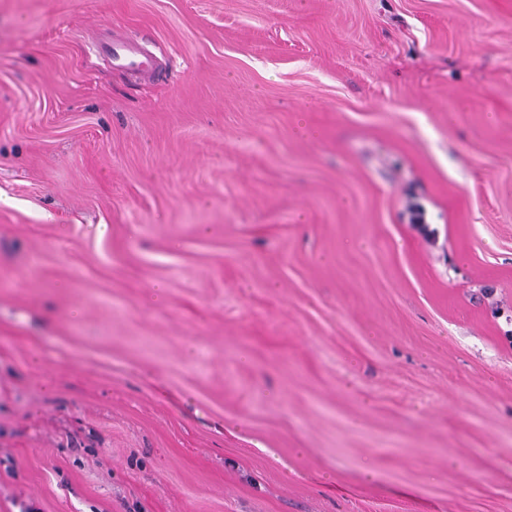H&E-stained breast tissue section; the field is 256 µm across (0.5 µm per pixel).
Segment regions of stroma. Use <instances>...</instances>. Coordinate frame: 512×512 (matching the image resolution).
I'll list each match as a JSON object with an SVG mask.
<instances>
[{
	"label": "stroma",
	"mask_w": 512,
	"mask_h": 512,
	"mask_svg": "<svg viewBox=\"0 0 512 512\" xmlns=\"http://www.w3.org/2000/svg\"><path fill=\"white\" fill-rule=\"evenodd\" d=\"M2 197L0 512H512V0H0ZM112 62L126 68L135 74H142L149 67V59L144 57L138 47L126 39H116L103 48Z\"/></svg>",
	"instance_id": "35a3bbf8"
}]
</instances>
